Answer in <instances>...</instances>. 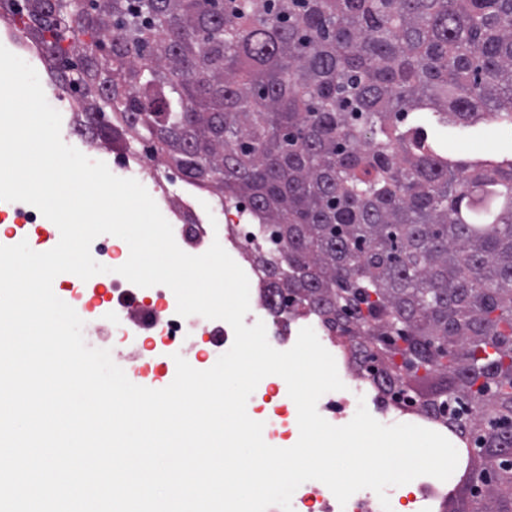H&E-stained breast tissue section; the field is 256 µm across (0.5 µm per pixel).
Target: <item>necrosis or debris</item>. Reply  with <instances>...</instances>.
Returning a JSON list of instances; mask_svg holds the SVG:
<instances>
[{"instance_id": "obj_1", "label": "necrosis or debris", "mask_w": 512, "mask_h": 512, "mask_svg": "<svg viewBox=\"0 0 512 512\" xmlns=\"http://www.w3.org/2000/svg\"><path fill=\"white\" fill-rule=\"evenodd\" d=\"M96 160L111 164L118 177L138 174L151 181L156 192L155 202L163 216L171 224L177 245L186 253L206 252L210 247L207 212L199 209L195 189L184 177L170 173L160 177L152 168L121 151L97 150ZM90 252L95 261L106 266L107 271L81 280L74 274H64L63 280L71 287L66 302L72 306L84 322L83 337L92 348L107 349L116 365L121 367L128 379L143 385L144 371L158 357L171 358L181 354L195 369L211 368L226 345L232 344L234 334L231 326L222 320H211L199 315L178 316L177 301L166 286L155 285L149 292L154 303L146 317L152 326L151 335H143L139 321L141 317L123 297L132 291L133 285L116 274L117 266L126 262L129 251L121 238L104 234L91 244ZM121 294L116 305L105 304L102 292L105 289ZM262 320L266 326L270 345L280 351L290 349L296 342L300 329L314 326L312 317L305 316L280 324L264 305L260 295H253L246 322ZM215 335L212 350L200 348L198 338L205 332ZM321 344L335 357L338 374L345 385L344 390L324 394L318 401L320 415L335 426L346 425L350 420L353 404L352 392L368 394L371 402L370 414L376 420L396 417L399 422L415 424L444 435L452 444H460V435L450 426L428 416L418 406L399 405L390 398L374 393L350 355L344 354L342 346L334 337L324 336ZM248 416L267 424L273 433L272 445L289 448L299 438L297 407L288 395L286 382L279 376H267L250 396L246 406ZM453 481H440L431 476H421L410 483L389 491L392 512H446L448 499L453 491ZM293 512H382L378 496L364 489L355 493L346 504H339L330 489L322 482L307 481L294 492L291 500Z\"/></svg>"}]
</instances>
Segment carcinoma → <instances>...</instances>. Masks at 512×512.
Wrapping results in <instances>:
<instances>
[{
	"label": "carcinoma",
	"instance_id": "carcinoma-1",
	"mask_svg": "<svg viewBox=\"0 0 512 512\" xmlns=\"http://www.w3.org/2000/svg\"><path fill=\"white\" fill-rule=\"evenodd\" d=\"M76 131L246 216L270 311L349 338L381 393L473 442L448 512H512V0H0ZM69 42V47L62 46ZM490 129L488 138L481 142H475L465 137H460L450 143L451 151L461 157H470L475 152L482 150L488 152H497L507 150L508 155L512 153V128L502 126H485ZM464 148V150H462Z\"/></svg>",
	"mask_w": 512,
	"mask_h": 512
}]
</instances>
